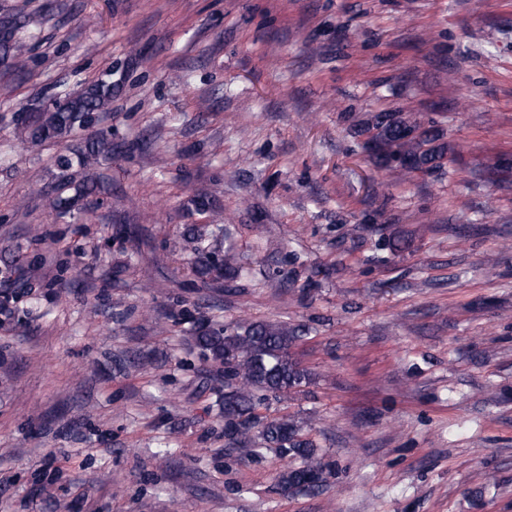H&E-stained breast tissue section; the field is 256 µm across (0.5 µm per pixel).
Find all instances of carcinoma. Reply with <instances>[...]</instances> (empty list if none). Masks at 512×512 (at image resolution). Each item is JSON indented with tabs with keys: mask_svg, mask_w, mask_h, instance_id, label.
Returning a JSON list of instances; mask_svg holds the SVG:
<instances>
[{
	"mask_svg": "<svg viewBox=\"0 0 512 512\" xmlns=\"http://www.w3.org/2000/svg\"><path fill=\"white\" fill-rule=\"evenodd\" d=\"M18 28L16 18L0 17V54L12 58L21 70L26 59L24 46L16 39ZM113 93L112 72L108 71L78 92L55 97L21 125L26 141L36 146L76 136L109 110ZM355 134L364 137L361 148L374 167L395 179L438 169L453 154L447 130L433 121L421 120L407 108L378 112L362 122ZM111 154L112 139L102 134L77 147L74 156L60 155L57 191L71 186L69 170L73 164L91 169ZM183 250L191 253L189 269L203 282L235 278V257L221 253L218 236L208 241L202 229L191 227L184 235ZM194 340L204 359L224 367V438L232 445L251 444L252 433L256 432L265 449L281 459L300 461L299 466L279 474L283 488L307 493L323 487L332 470L321 462L316 445L304 435L302 427L293 418L259 412L268 400L298 394L313 380L311 371L293 352L299 340L296 330L269 322L219 328L208 325L195 329Z\"/></svg>",
	"mask_w": 512,
	"mask_h": 512,
	"instance_id": "cac0c4a2",
	"label": "carcinoma"
}]
</instances>
